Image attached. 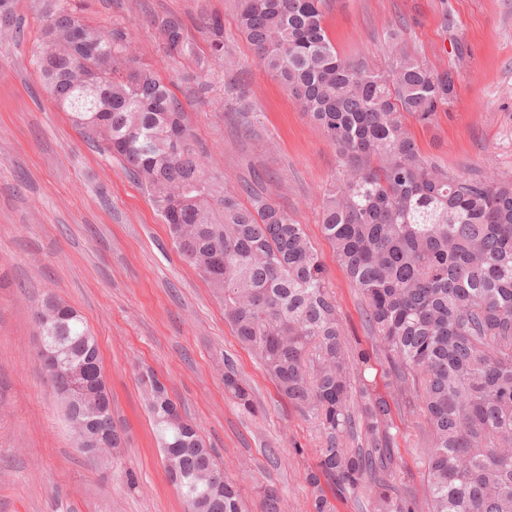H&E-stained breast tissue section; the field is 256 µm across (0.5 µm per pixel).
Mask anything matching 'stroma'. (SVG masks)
<instances>
[{
    "instance_id": "obj_1",
    "label": "stroma",
    "mask_w": 512,
    "mask_h": 512,
    "mask_svg": "<svg viewBox=\"0 0 512 512\" xmlns=\"http://www.w3.org/2000/svg\"><path fill=\"white\" fill-rule=\"evenodd\" d=\"M23 24L0 27V512H185L169 482L143 401L142 371L164 382L196 422L249 512L257 489L276 485L285 512H310L304 480L319 434L278 394L259 361L224 321L210 286L175 248L147 193L122 165L91 147L56 105L32 63L45 0H9ZM86 15L121 20L131 49L182 102L209 176L248 196L263 185L324 262L346 336L366 351L376 341L359 294L321 231V193L340 156L287 88L258 65L237 26L236 0H84ZM453 30L442 23L444 11ZM224 19V43L242 69L204 82L195 58L169 57L150 15L183 19L207 51L203 14ZM328 32L338 52L386 66V32L400 26L408 49L456 77V96L432 125L405 123L423 154L449 172L512 178V0H331ZM257 111L244 123L237 97ZM69 302L96 337L112 390V418L125 443L107 461L78 450L36 358L33 314L46 295ZM249 383L261 407L248 414L224 394L220 358ZM396 477L421 494L422 434L397 413Z\"/></svg>"
}]
</instances>
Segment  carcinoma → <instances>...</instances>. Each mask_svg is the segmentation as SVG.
<instances>
[{
    "mask_svg": "<svg viewBox=\"0 0 512 512\" xmlns=\"http://www.w3.org/2000/svg\"><path fill=\"white\" fill-rule=\"evenodd\" d=\"M80 0H49L34 64L58 107L86 141L145 188L183 259L224 306V319L319 433L308 469L311 512L367 496L373 512H423L396 482L391 405L423 431L428 512H512V179L452 175L423 157L405 124L421 123L456 94L448 71L432 72L387 32L383 69L342 56L326 25L329 0H238L237 21L260 65L288 88L342 160L322 198V232L365 302V321L387 364L389 397L365 376L371 356L344 336L325 269L302 225L263 194L246 206L209 177L185 109L152 65L130 49L118 22L100 26ZM169 54L191 56L176 17L152 19ZM209 78L239 64L225 55L224 22L203 19ZM37 313L59 337L67 389L87 373L68 425L101 435L98 456L123 447L96 337L67 302L46 296ZM143 400L165 470L194 512H248L198 428L153 374ZM224 390L251 412L250 387L228 360ZM363 440L365 447L354 446ZM262 512H282L262 486Z\"/></svg>",
    "mask_w": 512,
    "mask_h": 512,
    "instance_id": "carcinoma-1",
    "label": "carcinoma"
}]
</instances>
